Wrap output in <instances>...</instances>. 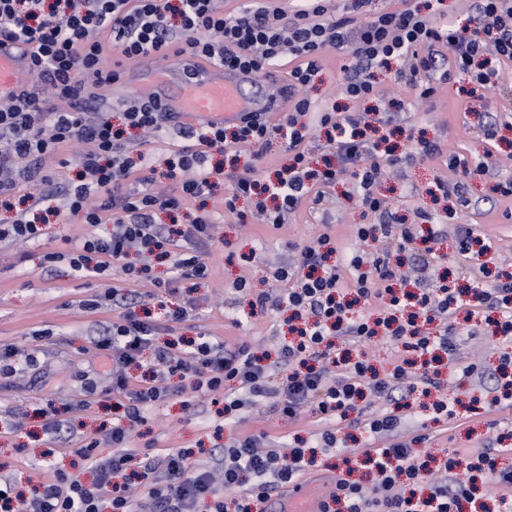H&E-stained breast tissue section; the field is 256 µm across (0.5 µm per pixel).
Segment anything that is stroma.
Masks as SVG:
<instances>
[{
  "instance_id": "obj_1",
  "label": "stroma",
  "mask_w": 512,
  "mask_h": 512,
  "mask_svg": "<svg viewBox=\"0 0 512 512\" xmlns=\"http://www.w3.org/2000/svg\"><path fill=\"white\" fill-rule=\"evenodd\" d=\"M472 6V0H370L364 15L369 18L381 11L417 9L439 22L466 19ZM350 62V56L327 51L315 84L306 92L313 157H320L329 149L323 131L316 125L317 113L332 107L342 112L365 109L364 104L346 99L343 94V67ZM184 65V57L174 55L123 62L119 83L126 91L117 95L112 89H104L106 111L114 115L123 112L142 95H154L162 102L174 98L179 92L178 84L151 86L146 84L144 73L177 71ZM499 70L498 85L484 92L472 113L465 112L460 103L459 90L465 84L461 76H454L449 82H434L433 94L424 99L419 86L397 81L389 72L377 75L380 96L404 102L396 114L398 124L412 127L415 135L438 142L442 149L435 159L417 158L400 164L398 171L375 189L386 209L406 223L415 222L417 214L425 211L439 227L432 253H425L419 243L403 257L404 264L418 266V287L432 288L444 280L459 287L470 283L474 261L457 249L453 229L458 225H475L481 235L491 240L492 248L483 256V263L512 272V199L493 190L501 179L512 175V62H502ZM490 121L498 127L492 141L483 134L484 125ZM131 140L134 152L156 165L186 144L176 122L168 123L165 131L158 134L132 132ZM454 155L473 164L484 162L490 172L469 178L471 209L450 215L444 211V202L434 201L430 191L436 179L448 178V159ZM351 188L346 179L330 189L329 213L317 211L307 201L276 228L258 220L238 223L234 215L224 210V187H217L207 206L217 224L215 238L202 248L209 266L208 278L181 281L169 289L165 286L170 278L169 268L159 264L153 273L163 280L162 288L141 282L131 283L130 288L139 293L154 292L155 297L148 300L147 306L159 318L165 309L190 307L189 318L179 326L181 335L221 341L230 348L247 341L264 350H275L286 335L284 316L251 307L249 295L275 287L274 273L288 264L290 245L330 234L336 243L334 259L339 264L355 250L375 248L373 242L358 241L353 234L354 225L363 223L364 217L362 209L349 197ZM90 231L81 215L64 210L52 218L40 242H0V348L23 346L35 358L33 364L13 377L0 378V476H10L26 488L37 485L57 469L91 481L93 471L84 461L75 459L72 450L112 426L111 362L98 354L92 340L111 321L114 310L108 302L95 311L84 309L83 304L113 286L114 280L80 277L67 258L72 242ZM48 253L55 254L54 262H45ZM242 280L248 286L244 292L237 288ZM456 332L461 365L445 370L446 383L441 393L448 400L460 401L465 412L437 422L415 398L401 411V432L425 430L430 439L418 450L439 458L454 452L477 456L487 447L493 431H512V408L493 405L491 382L464 376L461 370L462 365L476 361L485 371H492L501 354H512V342L470 323L458 324ZM89 380L97 383L96 392L86 391ZM49 403L68 407L60 415L61 433H45L35 415L37 408ZM271 405L267 399L228 419L217 413L206 396L187 390L147 408L146 421L133 445L148 446L158 453L181 449L188 452L189 462L194 465L208 461L209 449L224 447L237 437L264 433L284 446L298 436L312 438L323 428L312 408L302 409L298 420L291 421L274 413Z\"/></svg>"
}]
</instances>
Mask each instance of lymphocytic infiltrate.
<instances>
[{
    "instance_id": "1",
    "label": "lymphocytic infiltrate",
    "mask_w": 512,
    "mask_h": 512,
    "mask_svg": "<svg viewBox=\"0 0 512 512\" xmlns=\"http://www.w3.org/2000/svg\"><path fill=\"white\" fill-rule=\"evenodd\" d=\"M366 3L350 0L345 13L332 17L325 0H301L289 16L262 0H253L233 16L219 12L214 0H0V41L20 46L34 82L67 104L63 110L51 109L46 99L28 89L0 95V211L16 213L12 223L0 224L1 242L36 241L44 235L54 209L41 190L50 178L38 163L67 144L84 148L81 169L64 202L94 228L70 252L72 269L87 276L116 267L126 280L142 281L159 262L169 265L175 279L207 278L209 267L200 247L211 237L209 215L177 225L155 223L154 217L176 214L192 202L206 203L223 178L229 182L225 211L242 223L253 217L278 225L305 201L323 204L325 188L351 172L357 204L377 217L376 223L357 225L355 234L362 241L380 242L376 251L353 252L339 266L326 263L329 235L297 245L296 262L275 273L281 289L255 298L256 306H285L302 321L294 340L281 344L273 356L255 351L246 341L232 348L208 341L159 348L154 344L158 331H174L189 318V308L169 311L161 322L143 318L127 306V293L117 287L85 301L88 310L98 309L105 300L121 309L94 346L112 362V392L121 398L123 413L103 439H90L75 451L95 471L94 481L85 483L59 470L27 495L1 476L0 512H134L130 490L135 485L148 487L153 512H226L230 506L235 512H251L252 502L282 492L313 466L317 450L298 440L284 453L266 447V434L249 435L212 449L211 467L201 468L189 465L179 450L158 455L149 448L133 449L146 409L170 396V375L179 374L192 392L222 399L228 413L240 409L247 397L255 403L274 399L277 412L291 420L304 407H313L324 424L320 448L341 457L348 450L336 436L337 427L367 396L398 405L414 392L427 397L440 388L437 375L414 372L412 366L418 361L426 367L443 355L456 357V310L495 314L497 333L512 338V274L489 287L488 271L478 263L469 289L455 292L442 284L416 295L396 292L398 256L412 250L414 227L389 213L374 192L400 158L381 153L380 141L372 137L378 125L392 123V113L372 120L364 112H322L318 124L325 128L333 153L318 165L307 149L309 126L304 121L310 108L306 90L330 49L355 62L345 78V93L353 100L376 96L379 71H395L400 80L421 72L434 77L438 46L451 50L455 72L471 84L485 90L494 87L500 73L493 59L512 61V0H474L468 21L441 26L415 9L366 20ZM112 51L129 60L187 54L227 71L268 77L280 59L289 56L296 61L288 81L292 104L286 120L278 124L257 112L228 127L208 122L183 128L189 144L165 158L161 175L173 180L174 187L161 193L155 189L161 176L155 167L136 163L125 150V131H161L171 113L155 98H143L123 112L118 127L108 113L91 109L96 90L120 77L108 64ZM275 138L282 140L289 156L287 174L277 182L256 179L249 168L227 174L207 165L212 153L237 155ZM22 181L34 187L25 197L16 194ZM264 194L276 200L274 209L260 204L250 214L238 209L239 200ZM100 224L107 225V232L97 233ZM374 304L409 313L389 332L391 342L409 357L382 376L366 359L337 354L335 347L339 337L363 343L375 335L361 311ZM434 321L438 333L422 330V323ZM148 350L153 363L147 368L143 354ZM134 366L144 367V374L133 377ZM277 371L284 378L274 387L269 379ZM400 424V416L391 412L363 420L366 433L389 439L390 444L364 449L373 479L365 484L339 478L322 512H335L338 503L344 512H460L462 499L480 474L500 489L501 512H512L511 468L498 467L495 456L486 452L475 460L465 455L449 458L439 472H432L416 454L427 435L400 440ZM103 443L112 448L105 458L98 454ZM456 469L461 478L453 477ZM407 480L428 481L429 496L406 494ZM228 490L240 493L231 505L224 499Z\"/></svg>"
}]
</instances>
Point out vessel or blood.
Returning a JSON list of instances; mask_svg holds the SVG:
<instances>
[{
  "mask_svg": "<svg viewBox=\"0 0 512 512\" xmlns=\"http://www.w3.org/2000/svg\"><path fill=\"white\" fill-rule=\"evenodd\" d=\"M27 59L15 44L0 43V94H10L30 83ZM289 104L288 89L256 85L252 75L229 72L209 64L199 65L188 90L179 102L181 114L207 122H228L248 112H282ZM264 512H320L321 502L305 486L289 487L286 493L263 501Z\"/></svg>",
  "mask_w": 512,
  "mask_h": 512,
  "instance_id": "1",
  "label": "vessel or blood"
}]
</instances>
